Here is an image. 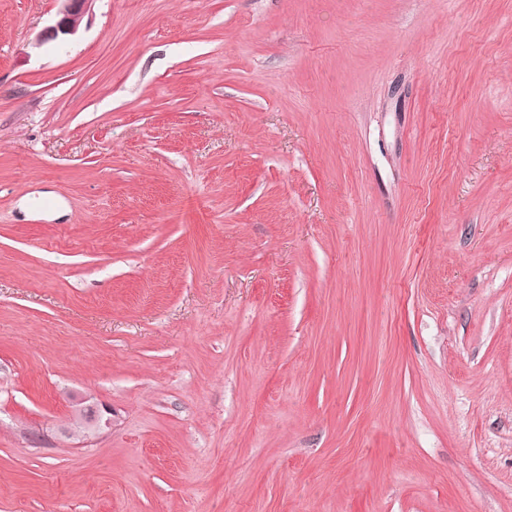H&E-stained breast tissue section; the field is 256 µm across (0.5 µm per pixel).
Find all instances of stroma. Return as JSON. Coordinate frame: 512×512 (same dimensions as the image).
Masks as SVG:
<instances>
[{
	"label": "stroma",
	"mask_w": 512,
	"mask_h": 512,
	"mask_svg": "<svg viewBox=\"0 0 512 512\" xmlns=\"http://www.w3.org/2000/svg\"><path fill=\"white\" fill-rule=\"evenodd\" d=\"M56 10L0 0V512H512V0ZM94 0H57L59 9L56 20L53 24L47 26L38 36L37 45L57 40H67L74 36L80 26V23L86 13L91 8ZM105 414H110L107 410H100L94 405L80 406L73 417L72 427L68 430V434L73 436L76 433H86V431L100 430L103 427H110L112 425V418L106 417Z\"/></svg>",
	"instance_id": "1"
}]
</instances>
